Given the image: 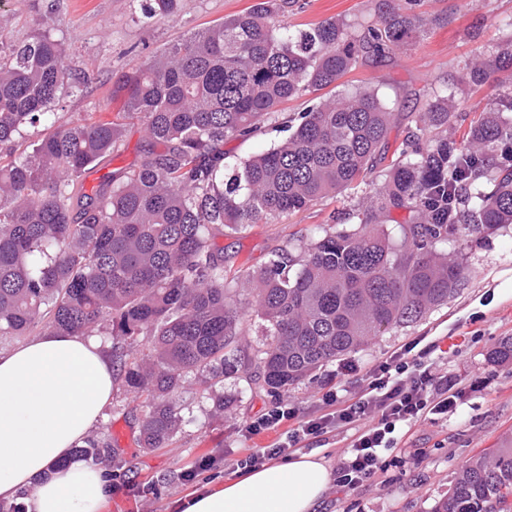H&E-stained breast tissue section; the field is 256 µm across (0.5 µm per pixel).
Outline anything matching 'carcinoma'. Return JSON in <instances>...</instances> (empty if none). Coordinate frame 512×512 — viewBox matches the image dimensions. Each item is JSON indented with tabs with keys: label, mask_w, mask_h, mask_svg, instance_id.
Wrapping results in <instances>:
<instances>
[{
	"label": "carcinoma",
	"mask_w": 512,
	"mask_h": 512,
	"mask_svg": "<svg viewBox=\"0 0 512 512\" xmlns=\"http://www.w3.org/2000/svg\"><path fill=\"white\" fill-rule=\"evenodd\" d=\"M142 2L145 21L179 8ZM419 2L380 0L371 24L326 19L290 32L274 14L292 0H258L123 72L112 119L67 126L54 108L78 85L63 43L40 32L10 46L0 61V337H147L138 356L115 347L112 368L146 396L139 446L151 450L179 432L176 394L189 375L213 387L234 373L249 321L270 339L254 352L258 380L286 391L447 303L466 275L448 245L512 224V92L461 133L448 94L407 113L405 149L373 179L393 110L365 85L319 97L261 152H224V141L277 123L286 101L335 89L364 57L408 46L424 23ZM496 73L512 75V38L463 67L475 88ZM132 116L148 141L139 164L86 191L85 175L118 156ZM359 191L343 228L326 224L260 268L226 269L215 233ZM395 211L404 217L394 230ZM75 457L96 463L102 450L86 438ZM435 512H512V444L467 464Z\"/></svg>",
	"instance_id": "obj_1"
}]
</instances>
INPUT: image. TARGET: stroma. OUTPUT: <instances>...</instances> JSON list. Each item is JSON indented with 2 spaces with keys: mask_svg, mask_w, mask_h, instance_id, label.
Listing matches in <instances>:
<instances>
[{
  "mask_svg": "<svg viewBox=\"0 0 512 512\" xmlns=\"http://www.w3.org/2000/svg\"><path fill=\"white\" fill-rule=\"evenodd\" d=\"M255 2L180 0L176 14L146 24L142 0H0V41L17 43L42 31L62 41L68 66L87 84L62 98L59 123L108 119L123 109L122 99L112 96L119 74L174 39L239 14ZM376 2L295 0L292 8L278 14L277 22L295 31L329 18L347 24L371 21ZM419 13L429 22L423 37L387 58L363 59L346 75V82L372 86L399 114L432 101L440 91L455 97L466 120L496 106L508 91L505 74L478 90L461 84L460 75L465 62L488 55L512 37V0H423ZM145 147L140 120H126L118 162L91 170L86 186L96 185L114 165L137 164ZM342 206V201L329 200L277 224H252L243 234L217 236L216 242L230 265L255 269L266 263L274 248L317 234L328 215ZM463 254L468 278L447 304L350 356L366 371L395 351L438 343L435 361L464 390L458 413L432 414L413 426L393 450L383 474L352 491H328L322 512H434L471 459L512 441V360L490 357L502 339L512 337V226L468 237ZM334 387L352 395L362 383L337 375L330 363L287 395L300 416L313 418L323 411V393ZM205 390L201 379L188 378L179 394L187 424L167 446L146 452L138 439L147 409L116 388L92 430L101 447L116 451L112 492L102 512H180L189 494L213 478L235 476L238 460L250 449L271 445L282 436L279 428L250 438L240 432L277 402V394L235 376L225 379L224 405L219 408ZM191 468L198 475L188 483L181 475Z\"/></svg>",
  "mask_w": 512,
  "mask_h": 512,
  "instance_id": "obj_1",
  "label": "stroma"
}]
</instances>
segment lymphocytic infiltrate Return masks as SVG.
I'll return each instance as SVG.
<instances>
[{
	"instance_id": "lymphocytic-infiltrate-1",
	"label": "lymphocytic infiltrate",
	"mask_w": 512,
	"mask_h": 512,
	"mask_svg": "<svg viewBox=\"0 0 512 512\" xmlns=\"http://www.w3.org/2000/svg\"><path fill=\"white\" fill-rule=\"evenodd\" d=\"M432 351L428 345L414 355L393 354L367 373L365 386L354 398L326 391L322 396L325 411L314 418L299 417L290 400L279 399L267 413L245 423L243 431L255 435L286 422L290 428L284 440L270 448L252 449L241 460V467L288 457L291 449L307 439L346 429L352 431L353 439L336 469V487L344 492L368 482L385 469V453L396 445L397 427L430 414L452 415L458 409L462 393L456 380L430 362Z\"/></svg>"
}]
</instances>
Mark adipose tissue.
<instances>
[{
	"label": "adipose tissue",
	"mask_w": 512,
	"mask_h": 512,
	"mask_svg": "<svg viewBox=\"0 0 512 512\" xmlns=\"http://www.w3.org/2000/svg\"><path fill=\"white\" fill-rule=\"evenodd\" d=\"M112 363L93 336L55 331L0 353V499L32 489V512H101L106 463L66 459L112 401ZM333 481L319 451L217 480L183 512H319Z\"/></svg>",
	"instance_id": "adipose-tissue-1"
}]
</instances>
